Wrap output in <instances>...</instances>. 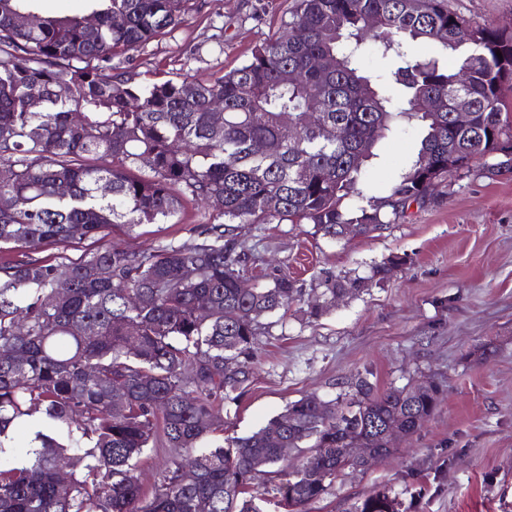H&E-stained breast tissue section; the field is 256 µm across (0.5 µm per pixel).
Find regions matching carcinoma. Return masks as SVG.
<instances>
[{"label": "carcinoma", "instance_id": "1", "mask_svg": "<svg viewBox=\"0 0 512 512\" xmlns=\"http://www.w3.org/2000/svg\"><path fill=\"white\" fill-rule=\"evenodd\" d=\"M43 2L0 0V246L14 253L0 263V512H306L340 473L360 470L347 449L389 457L388 423L415 433L439 393L380 392L359 376L333 400L303 397L251 435L215 442L224 402L249 380L261 319L302 295L280 269L241 292L252 254L230 225L367 234L421 202L433 179L480 160L512 172V29L470 23L448 0H295L287 31L223 75L142 79L113 60L168 34L186 0H88L93 32ZM25 12L38 28L16 25ZM370 38L397 61L386 80L361 67ZM418 42L455 54L454 67L415 55ZM318 56L335 69L314 70ZM459 95L473 114L467 127L452 118ZM405 119L420 127L415 159L386 195L362 197L380 136ZM256 142L273 150L259 155ZM351 196L361 202L347 212ZM189 202L218 210L194 242L34 257L97 241L113 224H164ZM367 285L345 277L326 293ZM37 413L57 432H37L36 448L5 447ZM157 443L171 454L148 492L137 472ZM268 473L276 481L263 505L248 488ZM399 506L384 491L355 512Z\"/></svg>", "mask_w": 512, "mask_h": 512}]
</instances>
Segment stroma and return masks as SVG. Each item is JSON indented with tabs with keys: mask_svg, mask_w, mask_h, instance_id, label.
I'll return each instance as SVG.
<instances>
[{
	"mask_svg": "<svg viewBox=\"0 0 512 512\" xmlns=\"http://www.w3.org/2000/svg\"><path fill=\"white\" fill-rule=\"evenodd\" d=\"M292 0H189L185 21L121 57L134 72L202 75L239 66L290 18ZM467 21L512 26V0H448ZM222 43H215V36ZM418 128L385 134L360 188L377 195L396 181L418 149ZM202 211L187 204L166 224L111 226L107 247L144 250L193 240ZM255 262L250 283L280 268L301 285L285 317L265 319L254 373L224 406V434L246 436L314 394L345 392L371 372L378 389L429 377L443 386L434 413L393 455L338 476L307 512H354L383 489L400 512H512V174L482 164L437 184L394 223L332 239L310 224H239ZM402 257L387 279L371 274ZM366 277L360 293L325 299L327 284ZM322 304L319 317L309 314Z\"/></svg>",
	"mask_w": 512,
	"mask_h": 512,
	"instance_id": "1",
	"label": "stroma"
}]
</instances>
